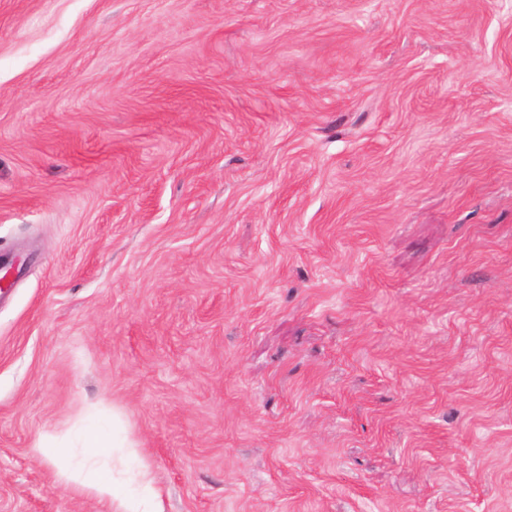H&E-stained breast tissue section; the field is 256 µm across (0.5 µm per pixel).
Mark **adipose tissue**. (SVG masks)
I'll use <instances>...</instances> for the list:
<instances>
[{
    "label": "adipose tissue",
    "mask_w": 512,
    "mask_h": 512,
    "mask_svg": "<svg viewBox=\"0 0 512 512\" xmlns=\"http://www.w3.org/2000/svg\"><path fill=\"white\" fill-rule=\"evenodd\" d=\"M79 440L90 457L89 462H74L70 444L54 437L46 438L39 450L54 459L59 475L77 483L98 501L117 502L118 512H160V494L148 468L139 470L138 487L129 493L119 492L112 478L99 471V464L110 460L112 450L118 444L113 431L105 427L88 429Z\"/></svg>",
    "instance_id": "ef3b65f1"
}]
</instances>
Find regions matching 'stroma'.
Returning <instances> with one entry per match:
<instances>
[{"instance_id": "1", "label": "stroma", "mask_w": 512, "mask_h": 512, "mask_svg": "<svg viewBox=\"0 0 512 512\" xmlns=\"http://www.w3.org/2000/svg\"><path fill=\"white\" fill-rule=\"evenodd\" d=\"M0 256V512H512V0H0ZM79 441L81 448H85L89 454L81 463H73L70 444L54 437H47L40 444L39 451L54 459L59 475L77 483L96 500L111 505L112 500H117V512H162L159 510V491L146 466L139 469L137 489L129 493H120L112 477L98 470V464L108 462L112 448H117L118 438L113 431L106 427L88 429L79 436ZM87 460H94V463L87 465Z\"/></svg>"}]
</instances>
